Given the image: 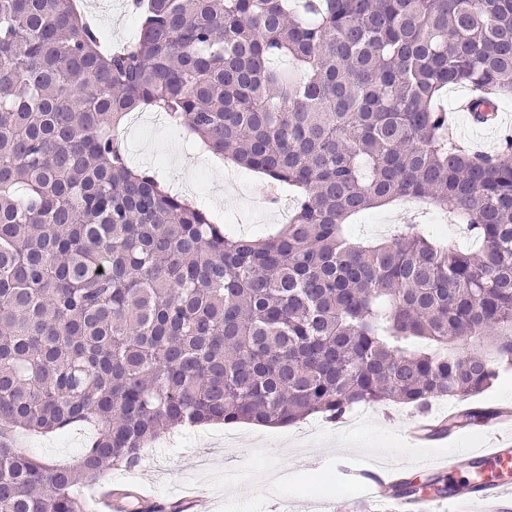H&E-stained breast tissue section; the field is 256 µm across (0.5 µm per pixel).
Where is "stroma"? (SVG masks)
I'll return each mask as SVG.
<instances>
[{"instance_id":"obj_1","label":"stroma","mask_w":512,"mask_h":512,"mask_svg":"<svg viewBox=\"0 0 512 512\" xmlns=\"http://www.w3.org/2000/svg\"><path fill=\"white\" fill-rule=\"evenodd\" d=\"M127 0H84L98 19L103 39L115 42L135 34L137 23L125 8ZM500 124L473 127L465 113H453L456 133L465 142L484 143L497 150L504 135L512 136V99L498 107ZM127 151L133 165L156 168L174 190H190L238 235L263 237L282 224L280 206L262 204L268 190L255 174L232 168L216 157H202L184 134L151 118L127 130ZM415 201L371 210L349 232L355 239L384 237L387 226L414 219ZM416 413L402 404L365 406L338 423L309 418L287 428L235 425L237 439L224 442V425L180 430L145 449L138 468L112 470L116 486L146 483L154 494L166 496L188 489L202 490L206 512H368L370 505L349 484L345 469L384 465L398 460L405 472L423 470L436 475L437 462L459 448H483L490 441L488 425L459 428L448 438L425 445L402 435ZM90 428L58 435L19 436L28 453L53 464L72 462L93 437Z\"/></svg>"}]
</instances>
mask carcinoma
<instances>
[{"instance_id": "carcinoma-1", "label": "carcinoma", "mask_w": 512, "mask_h": 512, "mask_svg": "<svg viewBox=\"0 0 512 512\" xmlns=\"http://www.w3.org/2000/svg\"><path fill=\"white\" fill-rule=\"evenodd\" d=\"M136 5L111 49L69 0H0V512H85L76 489L173 429L423 411L512 366V139L454 145L437 105L465 85L489 121L512 94V0ZM143 111L295 195L288 224L233 236L132 166L112 137ZM407 198L472 247L416 224L347 238ZM81 425L96 435L66 465L14 442ZM470 486L407 476L392 495Z\"/></svg>"}]
</instances>
